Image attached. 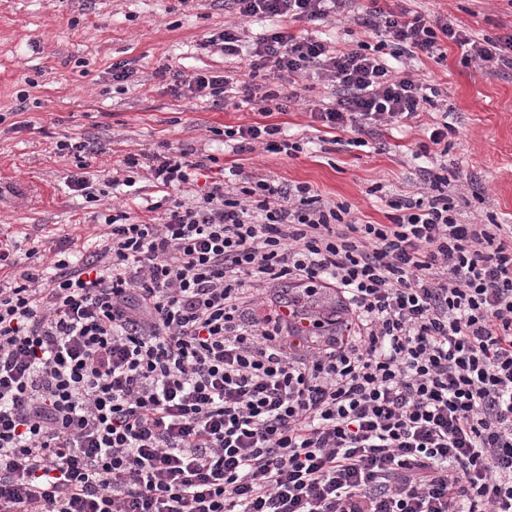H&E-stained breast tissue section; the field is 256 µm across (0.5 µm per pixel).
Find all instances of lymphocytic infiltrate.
<instances>
[{"label":"lymphocytic infiltrate","mask_w":512,"mask_h":512,"mask_svg":"<svg viewBox=\"0 0 512 512\" xmlns=\"http://www.w3.org/2000/svg\"><path fill=\"white\" fill-rule=\"evenodd\" d=\"M274 28L230 25L207 46L234 58L172 90L226 100L237 84L262 115L298 92L268 88L316 71L336 90L308 104L314 121L363 147L432 105L402 59L512 71V36L475 39L447 15L368 0L357 25L377 44L344 49L294 32L349 0H226ZM452 127H425L414 158L419 197L390 201L389 223L345 202L220 159L163 148L124 158L107 184L135 194L146 173L155 222L116 208L92 246L0 244V512H512V225L466 224L448 179ZM236 154L295 157L279 124L223 131ZM68 188L99 202L85 176L100 147L58 142ZM289 281L332 288L343 335L299 303L245 319L255 289Z\"/></svg>","instance_id":"1"}]
</instances>
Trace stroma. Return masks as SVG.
Segmentation results:
<instances>
[{
	"instance_id": "35a3bbf8",
	"label": "stroma",
	"mask_w": 512,
	"mask_h": 512,
	"mask_svg": "<svg viewBox=\"0 0 512 512\" xmlns=\"http://www.w3.org/2000/svg\"><path fill=\"white\" fill-rule=\"evenodd\" d=\"M365 4L353 0L341 15L301 29L352 48L377 43L355 22ZM407 7L451 16L480 38L512 35V0H408ZM237 21L224 0H0V180L11 186L0 197V240L82 237L98 209L116 202L151 219L146 202L155 189L147 179H139L137 197H106L97 206L68 189L75 162L56 152L66 138L102 145L90 167L101 182L127 155L166 143L218 155L225 166L258 178L309 184L323 199L352 204L362 221L387 223L390 200L419 190V162L412 155L424 137L419 128L379 130L365 147L341 145L332 130L295 105L270 120L302 143V153L237 155L218 132L260 121L258 112L237 96L217 107L208 98L170 91L160 76L164 68L187 76L235 69L234 61L202 43ZM462 58L451 43L444 60L410 62V71L436 90L422 119L459 130L450 139L448 167L463 187V222L512 225V73L487 72ZM119 62L133 70L128 81L112 78ZM22 93L27 101H19ZM374 185L379 193L367 195Z\"/></svg>"
}]
</instances>
